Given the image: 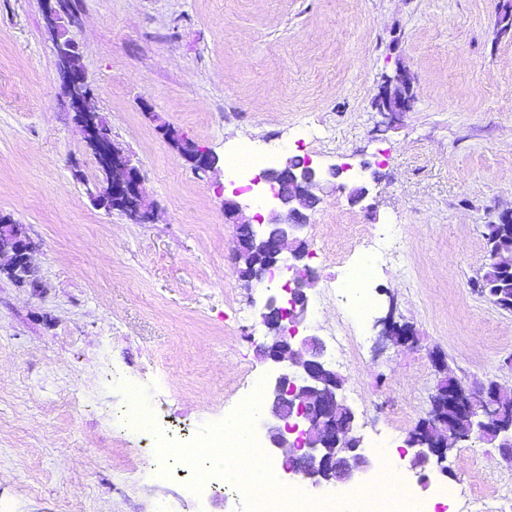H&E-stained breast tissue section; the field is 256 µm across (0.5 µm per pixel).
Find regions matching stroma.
I'll use <instances>...</instances> for the list:
<instances>
[{"mask_svg": "<svg viewBox=\"0 0 512 512\" xmlns=\"http://www.w3.org/2000/svg\"><path fill=\"white\" fill-rule=\"evenodd\" d=\"M505 0H71L69 33L89 105L138 166L153 220L135 224L85 192L103 172L74 120L43 0H0V213L38 242L37 285L0 279V502L11 512H250L235 490L197 497L161 482L127 424L138 386L172 430L203 435L267 377L259 312L270 292L233 266L235 226L269 215L233 193L224 164L242 143L282 164L302 130L320 171L347 167L352 202L327 184L301 237L319 255L307 333L343 380L363 443L394 438L414 494L456 492L446 512H512V467L478 436L420 483L404 449L440 378L512 391V312L472 286L485 225L512 209V31ZM413 76L415 104L392 127L373 108L383 75ZM220 159L196 172L167 131ZM393 228L375 305L355 322L331 284ZM412 344L376 350L387 314ZM348 343L337 348L335 331Z\"/></svg>", "mask_w": 512, "mask_h": 512, "instance_id": "obj_1", "label": "stroma"}]
</instances>
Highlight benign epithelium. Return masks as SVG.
Masks as SVG:
<instances>
[{
  "label": "benign epithelium",
  "mask_w": 512,
  "mask_h": 512,
  "mask_svg": "<svg viewBox=\"0 0 512 512\" xmlns=\"http://www.w3.org/2000/svg\"><path fill=\"white\" fill-rule=\"evenodd\" d=\"M44 2L46 29L55 48L57 72L87 145L106 174L103 182L86 185V192L99 204H112V209L133 223L148 224L151 209L144 198L139 171L115 146L111 136L102 132L98 115L88 106V84L58 44L57 30L66 3L64 0ZM414 103L413 78L408 70L398 68L383 77L373 105L383 117L382 124L388 127L401 113L412 111ZM171 141L180 155L201 172L211 170L218 161L212 153L198 149L188 152V143L175 135ZM277 174L287 176V180L278 181L274 193L277 208L271 212L272 221L268 224L244 221L236 225L244 229V236H236L234 262L257 251L272 258V262L253 271L248 279L250 283H264L267 273L276 265L274 259L308 225L309 213L321 202L322 179L310 165L299 169L288 160L278 169L262 172L258 179L266 181ZM38 247V242L27 235L0 249V255L9 257L10 270L30 269L32 254ZM315 283L313 275L295 280L289 307L279 308V316L273 315L276 307L273 297L260 312L267 335L259 351L275 373L268 386L262 420L267 427L268 452L284 451V466L312 486L336 488L370 470L375 458L361 448V439L353 434L355 414L342 396V381L327 367L323 342L316 336H297L298 326L308 313L307 290ZM380 325L378 349L391 342H414L411 327L396 321L393 314L382 319ZM497 388L498 384L492 381L472 390L456 379L439 385L430 398L427 416L407 439V447L414 449L412 469L424 474L432 459L442 462L459 443L491 428L503 435L499 451L503 461L511 466L512 428L500 420Z\"/></svg>",
  "instance_id": "1"
}]
</instances>
